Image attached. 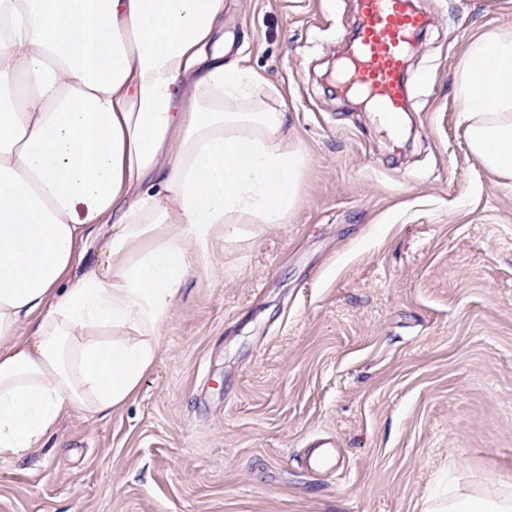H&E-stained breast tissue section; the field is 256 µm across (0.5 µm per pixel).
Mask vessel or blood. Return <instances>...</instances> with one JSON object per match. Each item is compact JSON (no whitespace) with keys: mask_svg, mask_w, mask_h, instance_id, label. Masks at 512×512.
<instances>
[{"mask_svg":"<svg viewBox=\"0 0 512 512\" xmlns=\"http://www.w3.org/2000/svg\"><path fill=\"white\" fill-rule=\"evenodd\" d=\"M357 16L353 54L340 80L346 90L366 96L385 122L396 123L408 103L409 52L425 31L427 17L410 0H357ZM335 448L330 439L315 442L308 465L331 466Z\"/></svg>","mask_w":512,"mask_h":512,"instance_id":"b4317fda","label":"vessel or blood"}]
</instances>
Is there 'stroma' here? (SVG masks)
<instances>
[{"instance_id": "35a3bbf8", "label": "stroma", "mask_w": 512, "mask_h": 512, "mask_svg": "<svg viewBox=\"0 0 512 512\" xmlns=\"http://www.w3.org/2000/svg\"><path fill=\"white\" fill-rule=\"evenodd\" d=\"M413 2L406 141L328 90L356 0H224L230 60L308 155L299 202L213 241L130 402L0 461V512H422L451 482L512 484V180L469 151L457 96L512 0ZM337 447L335 441L330 439L318 440L310 448L307 455V463L310 467H329L334 463V450Z\"/></svg>"}]
</instances>
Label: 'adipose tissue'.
Returning a JSON list of instances; mask_svg holds the SVG:
<instances>
[{
    "label": "adipose tissue",
    "mask_w": 512,
    "mask_h": 512,
    "mask_svg": "<svg viewBox=\"0 0 512 512\" xmlns=\"http://www.w3.org/2000/svg\"><path fill=\"white\" fill-rule=\"evenodd\" d=\"M224 0H0V460L138 391L216 235L286 223L307 154L254 70L225 61ZM468 148L512 179V29L457 80ZM98 259L87 264L90 251ZM424 512H512V484Z\"/></svg>",
    "instance_id": "1"
}]
</instances>
